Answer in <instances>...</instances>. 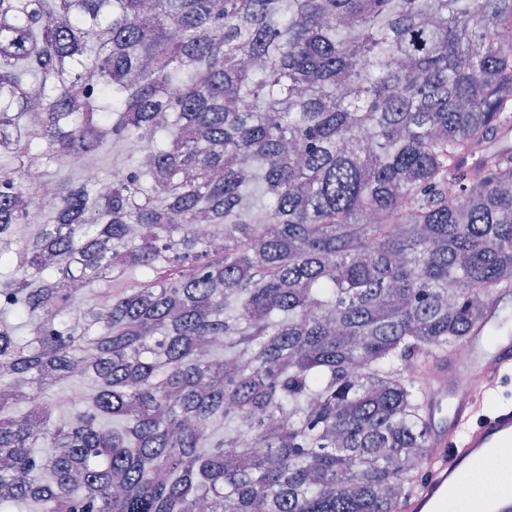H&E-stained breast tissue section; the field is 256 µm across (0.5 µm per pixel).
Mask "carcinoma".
Masks as SVG:
<instances>
[{"instance_id":"1","label":"carcinoma","mask_w":512,"mask_h":512,"mask_svg":"<svg viewBox=\"0 0 512 512\" xmlns=\"http://www.w3.org/2000/svg\"><path fill=\"white\" fill-rule=\"evenodd\" d=\"M509 121L512 0H0V512H394L407 364L512 289Z\"/></svg>"}]
</instances>
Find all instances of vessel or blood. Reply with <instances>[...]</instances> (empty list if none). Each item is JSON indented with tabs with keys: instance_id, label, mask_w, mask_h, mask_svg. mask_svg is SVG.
Returning <instances> with one entry per match:
<instances>
[{
	"instance_id": "obj_1",
	"label": "vessel or blood",
	"mask_w": 512,
	"mask_h": 512,
	"mask_svg": "<svg viewBox=\"0 0 512 512\" xmlns=\"http://www.w3.org/2000/svg\"><path fill=\"white\" fill-rule=\"evenodd\" d=\"M512 307V291L492 300L486 319L466 341L468 358L454 352L432 354L424 428L433 449L421 476L395 512H447L448 492L463 470L495 452L512 458V333L488 343L498 325L499 308Z\"/></svg>"
}]
</instances>
